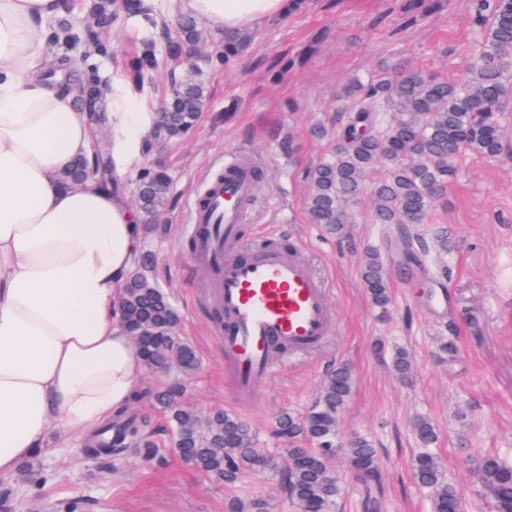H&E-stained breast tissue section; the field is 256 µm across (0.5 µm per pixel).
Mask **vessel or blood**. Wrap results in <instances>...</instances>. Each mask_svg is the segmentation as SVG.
<instances>
[{
	"label": "vessel or blood",
	"instance_id": "b4317fda",
	"mask_svg": "<svg viewBox=\"0 0 512 512\" xmlns=\"http://www.w3.org/2000/svg\"><path fill=\"white\" fill-rule=\"evenodd\" d=\"M258 191L252 161L234 158L225 161L223 177L210 178L194 196L189 214L193 260L211 273L212 300L224 309L219 338L244 399L281 362L321 344L332 316L325 283L299 251L266 246L239 256L241 227Z\"/></svg>",
	"mask_w": 512,
	"mask_h": 512
}]
</instances>
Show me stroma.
<instances>
[{
  "instance_id": "35a3bbf8",
  "label": "stroma",
  "mask_w": 512,
  "mask_h": 512,
  "mask_svg": "<svg viewBox=\"0 0 512 512\" xmlns=\"http://www.w3.org/2000/svg\"><path fill=\"white\" fill-rule=\"evenodd\" d=\"M402 0H313L308 11L256 22L250 48L231 64L210 50L177 70L154 72L135 92L125 72L150 33L136 18L104 31L110 56L91 63L112 76V97L125 108L157 111L173 77L205 82L209 106L187 134L157 141L140 169L163 162L174 179L166 213L147 224L143 252L151 275L168 291L180 315L179 336L196 349L201 365L185 401L201 413L218 409L248 421L266 452L287 447L275 432L282 413L306 415L326 374L337 365L353 372L352 391L338 415V441L362 435L376 450L379 479L368 484L339 464L341 493L334 512H433L430 492L414 478L421 445L414 426L435 428L432 450L465 503L464 512H494L473 475L475 463L494 456L512 465V153L496 159L467 156L425 231L448 230V251L429 255L430 273L405 270L388 260L390 302L372 304L362 281L366 251H385L381 225L367 203L354 206L350 238L339 239L310 223L304 208L309 167L326 157L344 105L339 96L351 76L368 78L381 66L422 68L453 79L466 75L472 54L469 0L406 24ZM294 60L281 73V60ZM292 149H284V142ZM251 156L265 183L244 235L250 244L271 239L299 248L329 290L330 334L307 356L279 366L255 398L241 403L224 347L211 321L210 283L190 260L189 205L205 179L225 159ZM449 266L448 279L434 268ZM454 339L458 351L442 346ZM406 352L408 377L393 368ZM155 431L154 448L119 462L83 461V432L54 433L34 465L11 482L7 512H225L232 496L266 500L271 512H293L280 483L250 476L228 488L200 474L174 452L162 409L151 399L134 403Z\"/></svg>"
}]
</instances>
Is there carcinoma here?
<instances>
[{"instance_id":"cac0c4a2","label":"carcinoma","mask_w":512,"mask_h":512,"mask_svg":"<svg viewBox=\"0 0 512 512\" xmlns=\"http://www.w3.org/2000/svg\"><path fill=\"white\" fill-rule=\"evenodd\" d=\"M470 8L475 50L465 79L412 69L345 81L342 97L350 104L337 118L336 149L308 172L305 209L312 223L339 238L346 236L353 223L352 207L366 195L375 222L385 225L387 236L399 241L405 256L420 263L430 254V241L421 232V224L456 177L461 158L469 154L497 158L503 153L499 116L512 106V0H471ZM158 16L160 11L143 0H95L86 19L76 17L71 4L64 5L63 13L49 24L46 40L58 48L51 63L64 73L63 85L79 112L104 116L109 111V78L85 68L88 59L108 53L101 22L142 18L157 30L142 41L132 68L135 89L143 88L145 73L159 61L192 56L203 41L197 20L181 16L171 28ZM256 35L251 29L226 34L215 45V54L227 66L248 50ZM208 100L201 79L193 76L172 82L156 134L184 135L195 126ZM109 155L107 148L98 157L78 158L62 174V183L70 186L89 178V169L95 166L102 168L101 185L119 190L120 184L110 175ZM377 169L382 175L370 179ZM171 185V176L163 167L141 174L135 189L141 210L153 217L162 215ZM146 265L143 256L127 279L121 296L122 321L128 328L150 329L138 342L147 369L162 373L172 360H178L170 384L145 391L169 412L178 456L229 487L250 474L262 473L289 488L295 512H332L340 493L333 474L335 455L321 444L337 436V414L352 390L350 369L342 365L327 374L318 404L309 414L278 417L277 432L287 434L288 447L276 455L259 451L255 433L245 420L223 411L202 417L182 401L184 381L197 371L198 356L177 335L179 314L168 294L146 276ZM362 278L373 304L385 308L390 302L389 278L381 252L365 254ZM99 430L109 436L89 441L83 458L119 460L132 446L148 448L153 443L139 417L125 407L114 411ZM415 431L424 446L434 443L436 432L429 421H419ZM300 440L312 447L296 446ZM336 451L345 456L353 473L364 474L369 481L377 478L379 468L368 439L353 437ZM413 470L416 481L432 493L433 512H464L462 497L448 482L440 457L422 451ZM474 473L495 512H512V466L485 456ZM228 508L229 512H268L269 506L257 498H234Z\"/></svg>"}]
</instances>
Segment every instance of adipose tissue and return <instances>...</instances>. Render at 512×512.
<instances>
[{
    "label": "adipose tissue",
    "instance_id": "adipose-tissue-1",
    "mask_svg": "<svg viewBox=\"0 0 512 512\" xmlns=\"http://www.w3.org/2000/svg\"><path fill=\"white\" fill-rule=\"evenodd\" d=\"M61 2L0 0V480L43 451L52 431L97 428L144 373L120 321L141 216L93 179L63 186L91 128L69 95L34 75L39 26ZM174 2L179 14L227 31L288 9V0ZM156 119L112 114L118 174L139 164Z\"/></svg>",
    "mask_w": 512,
    "mask_h": 512
}]
</instances>
